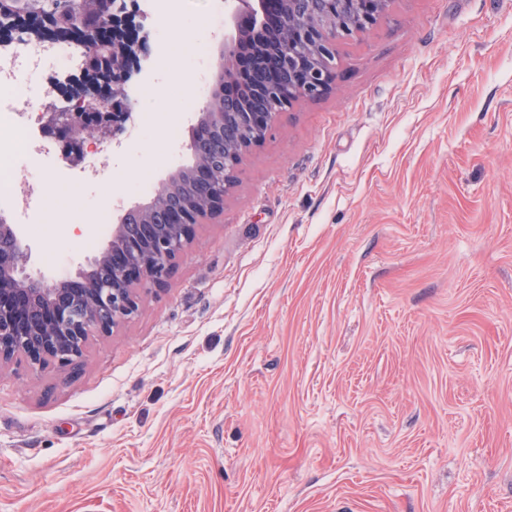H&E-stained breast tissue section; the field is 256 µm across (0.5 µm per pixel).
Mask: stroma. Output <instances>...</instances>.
Listing matches in <instances>:
<instances>
[{"instance_id":"1","label":"stroma","mask_w":512,"mask_h":512,"mask_svg":"<svg viewBox=\"0 0 512 512\" xmlns=\"http://www.w3.org/2000/svg\"><path fill=\"white\" fill-rule=\"evenodd\" d=\"M128 9L139 100L99 180L54 137L17 176L58 195L0 201L31 275L189 161L194 53L165 33L224 0ZM338 56L78 371L0 366V512H512V0H392Z\"/></svg>"}]
</instances>
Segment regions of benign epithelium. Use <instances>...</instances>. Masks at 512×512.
Returning <instances> with one entry per match:
<instances>
[{
	"label": "benign epithelium",
	"mask_w": 512,
	"mask_h": 512,
	"mask_svg": "<svg viewBox=\"0 0 512 512\" xmlns=\"http://www.w3.org/2000/svg\"><path fill=\"white\" fill-rule=\"evenodd\" d=\"M391 0H363L359 3L363 27L375 25L389 11ZM103 19L89 20L86 0H57V12L70 18L61 27L54 14H32L19 3L10 12L0 14V36H16L18 43L36 39H70L87 46L88 75L91 92L70 96V105L62 112L44 113L45 126L53 133L72 136L69 149L83 153L89 148L78 137L89 124L107 132L120 130L130 117L129 106L112 107L100 112L101 101L123 96L125 72L135 56L136 43L125 32L131 27L124 0H105ZM273 16L274 26L282 36L306 45L312 55L287 80L278 76L279 61L270 64L268 76L260 81L258 92L264 98L279 97L285 107L301 98L321 97L335 82L337 64L321 69L318 62L336 53L337 44L359 34L336 17L335 0H318L313 18L296 22L282 14L280 0H224V82L238 76L236 62L243 45L251 40L248 20L258 12ZM281 115L279 110L245 113V123L235 132L237 140L261 130L269 133ZM224 124L222 112H200L194 124V136ZM191 167L204 178L206 204L196 199L172 209L166 204L178 183L177 170L149 201L131 207H119L118 223L112 225L107 246L86 263V270L108 267L107 277L96 283L84 279L85 270L52 282L26 273L29 247L15 224H0V365L21 361L38 373L53 366L72 372L86 356L88 336H109L120 324L133 319L139 311V287H163L177 259L195 237L199 224L224 210L231 185L227 179L209 172V152L190 141Z\"/></svg>",
	"instance_id": "1"
}]
</instances>
